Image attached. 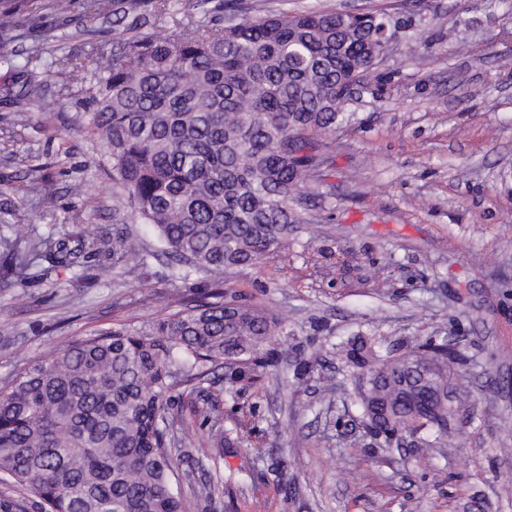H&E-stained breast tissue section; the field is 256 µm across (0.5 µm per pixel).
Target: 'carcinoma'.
Instances as JSON below:
<instances>
[{"label": "carcinoma", "instance_id": "cac0c4a2", "mask_svg": "<svg viewBox=\"0 0 512 512\" xmlns=\"http://www.w3.org/2000/svg\"><path fill=\"white\" fill-rule=\"evenodd\" d=\"M129 0H90L118 26ZM68 0H0V38L16 18L64 13ZM389 15L306 11L120 36L95 61L97 96L86 115L112 160V214L152 225L172 277L194 272L217 286L211 300L147 327L116 324L76 339L0 387V475L29 487L39 512H186L166 432L176 379L202 392L214 368L244 373L264 363L282 321L224 301V274L288 242L316 167L317 134L333 131L351 88L369 75ZM17 75L21 104L54 102L35 76ZM142 263L149 253L123 230L87 241L57 231L0 253V283L22 288L30 256L77 267L86 248ZM360 369L352 389L366 426L391 447L397 432L436 448L458 420L453 369L465 356L448 340L381 356L364 341L346 350Z\"/></svg>", "mask_w": 512, "mask_h": 512}]
</instances>
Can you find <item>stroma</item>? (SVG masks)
I'll use <instances>...</instances> for the list:
<instances>
[{"label": "stroma", "mask_w": 512, "mask_h": 512, "mask_svg": "<svg viewBox=\"0 0 512 512\" xmlns=\"http://www.w3.org/2000/svg\"><path fill=\"white\" fill-rule=\"evenodd\" d=\"M256 18L309 10L382 11L398 23L385 59L327 136L305 228L256 265L224 277L226 299L284 316L272 361L234 384L177 387L168 407L181 443L176 476L187 512H512V0H208ZM188 0L129 11L144 31L184 21ZM40 73L55 111L15 122V80L0 68V213L23 238L65 224L111 232L112 164L81 117L92 62L111 56V22L88 13ZM54 185L34 190L30 172ZM199 277L171 283L155 260L134 266L88 254L78 268L0 286V384L68 341L141 326L202 295ZM447 341L468 392L444 445L378 447L350 391L344 344ZM223 446L222 458L198 443Z\"/></svg>", "instance_id": "obj_1"}]
</instances>
